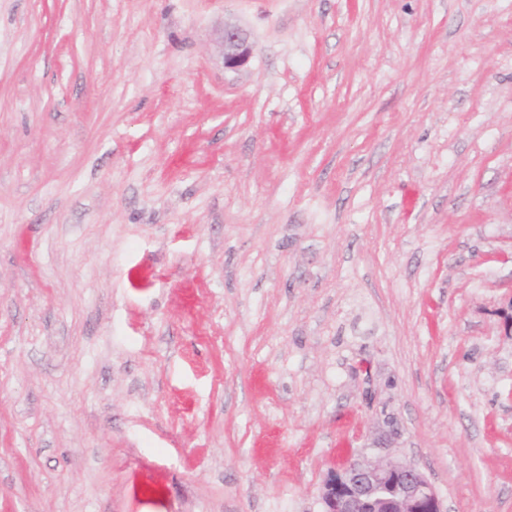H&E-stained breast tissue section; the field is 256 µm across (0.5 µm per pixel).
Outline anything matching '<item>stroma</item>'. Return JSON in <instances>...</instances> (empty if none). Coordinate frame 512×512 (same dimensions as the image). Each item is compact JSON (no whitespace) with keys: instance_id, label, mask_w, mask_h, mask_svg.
<instances>
[{"instance_id":"35a3bbf8","label":"stroma","mask_w":512,"mask_h":512,"mask_svg":"<svg viewBox=\"0 0 512 512\" xmlns=\"http://www.w3.org/2000/svg\"><path fill=\"white\" fill-rule=\"evenodd\" d=\"M511 301L512 0H0V512H512ZM221 40L225 69H237L248 61L252 45L244 29L235 24H224ZM323 512H446L442 499L411 462L350 460L324 484Z\"/></svg>"}]
</instances>
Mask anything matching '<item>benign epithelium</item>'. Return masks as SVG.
<instances>
[{
	"instance_id": "obj_1",
	"label": "benign epithelium",
	"mask_w": 512,
	"mask_h": 512,
	"mask_svg": "<svg viewBox=\"0 0 512 512\" xmlns=\"http://www.w3.org/2000/svg\"><path fill=\"white\" fill-rule=\"evenodd\" d=\"M224 68L243 66L252 54L244 29L224 24L221 34ZM323 512H446L442 499L413 463L373 462L361 456L349 461L324 484Z\"/></svg>"
}]
</instances>
